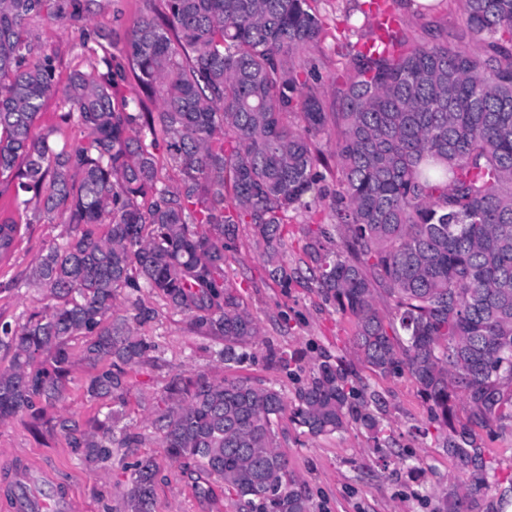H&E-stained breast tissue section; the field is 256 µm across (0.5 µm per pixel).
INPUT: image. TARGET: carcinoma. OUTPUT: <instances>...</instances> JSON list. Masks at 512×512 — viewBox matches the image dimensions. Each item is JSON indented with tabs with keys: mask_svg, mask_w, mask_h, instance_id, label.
<instances>
[{
	"mask_svg": "<svg viewBox=\"0 0 512 512\" xmlns=\"http://www.w3.org/2000/svg\"><path fill=\"white\" fill-rule=\"evenodd\" d=\"M91 1L112 10V0H0V177L67 226L24 281L45 304L0 323V422L59 433L112 466L142 442L123 423L130 380L153 351L139 328L155 310L140 293L189 317L235 368L260 335L224 271L240 226L286 288L297 279L282 259L288 225L327 198L329 223L303 246L325 301L354 318L352 343L373 372L409 370L448 455L492 469L475 429L512 427V0H459L455 48L442 32L425 39L400 24L387 51L346 44L334 112L318 53L341 34L311 0H164L118 55L107 35L79 25ZM46 14L78 26L86 69L64 83L32 28ZM129 71L138 93L125 92ZM52 97L61 123L83 133L59 150L58 128L35 132ZM324 136L336 137L329 156L317 146ZM19 234L0 224V259ZM267 361L286 374L299 365L280 350ZM77 362L93 369L86 399L107 412L46 418ZM460 401L470 413L457 426ZM286 417L313 436L351 423L382 433L364 386L328 355L291 408L249 377L175 374L152 425L171 461L223 481L255 512H311L280 450ZM126 467L125 512H153L156 463Z\"/></svg>",
	"mask_w": 512,
	"mask_h": 512,
	"instance_id": "cac0c4a2",
	"label": "carcinoma"
}]
</instances>
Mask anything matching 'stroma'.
Wrapping results in <instances>:
<instances>
[{"mask_svg":"<svg viewBox=\"0 0 512 512\" xmlns=\"http://www.w3.org/2000/svg\"><path fill=\"white\" fill-rule=\"evenodd\" d=\"M121 12L91 15L92 25L104 28L115 46H123L134 23L147 10L162 11L164 0H118ZM406 26L413 31L446 28L449 46L465 27L458 0H445L439 12L416 13L402 6ZM42 51L55 59L59 77L81 67L76 26L46 15L34 25ZM21 236L10 259L0 264V318L14 322L37 307L36 289L22 287L30 265L43 248L61 242L65 228L57 220L17 210L13 215ZM323 206L302 214L288 227L283 260L290 269L306 272L303 229L323 224ZM228 276L241 283L248 310L262 328L252 345L253 357L238 367V374L275 385L286 400H294L316 360L329 354L349 363L354 377L380 397V439L358 424L342 432L314 437L305 428L288 424L281 446L290 474L304 483L312 512H440L450 491L466 494L470 480H458L459 467L436 440L437 432L427 404L407 368L387 375L372 372L354 353V319L325 302L312 281L283 289L267 276L247 235H240L237 250L228 261ZM144 304L157 316L142 332L153 347L152 362L140 368L131 383L128 425L142 436L138 447L128 449L129 459L150 457L158 465L154 512H248L221 484H213L210 497L194 492L197 470L168 460L151 425V408L166 382L177 373L204 372L224 376L225 369L212 353L213 343L194 330L188 318L167 310L163 302L145 295ZM297 355L301 368L289 376L266 360L270 349ZM478 441L492 459L475 495L478 512H512V492L503 478L512 475V430H482ZM36 477L39 487L70 496L76 512H123V494L132 483L130 470L120 461L102 468L67 448L60 436H34L20 423L0 424V512H12L11 497L22 476Z\"/></svg>","mask_w":512,"mask_h":512,"instance_id":"1","label":"stroma"}]
</instances>
